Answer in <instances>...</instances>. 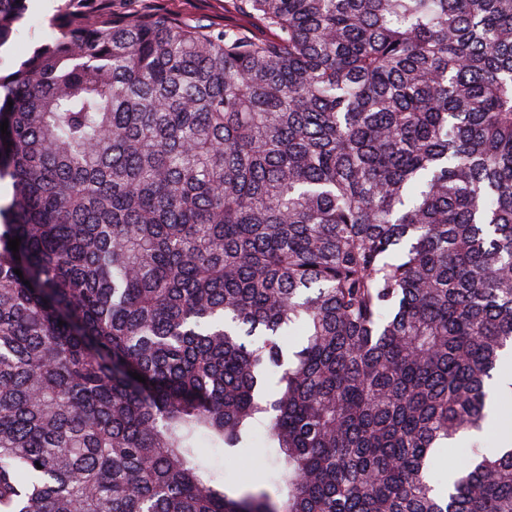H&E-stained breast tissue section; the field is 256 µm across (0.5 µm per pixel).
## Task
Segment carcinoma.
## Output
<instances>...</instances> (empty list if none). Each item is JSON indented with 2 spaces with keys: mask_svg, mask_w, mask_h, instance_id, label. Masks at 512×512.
<instances>
[{
  "mask_svg": "<svg viewBox=\"0 0 512 512\" xmlns=\"http://www.w3.org/2000/svg\"><path fill=\"white\" fill-rule=\"evenodd\" d=\"M137 2L0 75V512H512L436 479L512 408V0ZM225 0H146L140 3L148 9L177 15L191 23L201 22L224 26L242 20L224 13ZM207 454L212 464L224 472L226 481L236 486L245 472L250 473L251 482L257 487L273 491L266 478L270 470V461L266 448H242L235 454H224L222 448H201Z\"/></svg>",
  "mask_w": 512,
  "mask_h": 512,
  "instance_id": "cac0c4a2",
  "label": "carcinoma"
}]
</instances>
